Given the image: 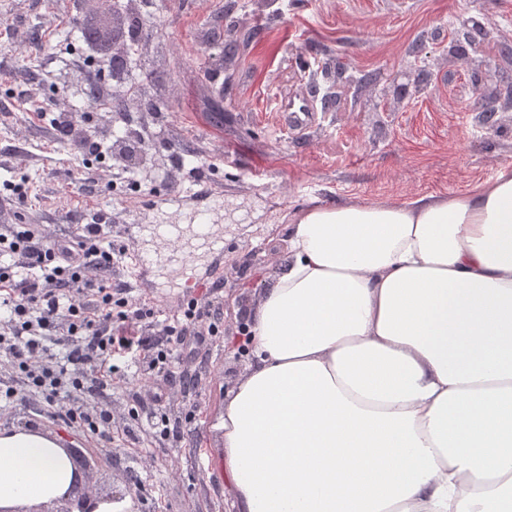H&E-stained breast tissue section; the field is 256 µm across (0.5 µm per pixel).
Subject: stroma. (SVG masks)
<instances>
[{
  "mask_svg": "<svg viewBox=\"0 0 512 512\" xmlns=\"http://www.w3.org/2000/svg\"><path fill=\"white\" fill-rule=\"evenodd\" d=\"M82 6L0 0V225L66 238L107 216L113 246L128 248L110 279L154 308L143 322L151 336L171 319L185 279L157 266L135 225L222 204L214 221L224 228V333L173 354V367L201 377L163 403L179 421L177 439L160 441L147 421L128 420L133 400L149 394L133 365L112 379L116 439L48 422L24 402L0 413V432L53 425L93 460L99 489L124 494L129 512H236L217 475L215 425L251 352L225 339L250 324L288 226L309 205L462 193L512 164V106L488 123L478 110L512 85V0H153L135 75L165 113L160 135L135 147L154 180L123 195L109 189L114 172L131 181L139 167L81 155L49 124L65 112L77 137L96 139L114 122L83 95L82 73L67 69L82 53L70 23ZM466 19L486 36L458 55L449 35ZM298 95L316 112L304 130L284 127L277 109Z\"/></svg>",
  "mask_w": 512,
  "mask_h": 512,
  "instance_id": "obj_1",
  "label": "stroma"
}]
</instances>
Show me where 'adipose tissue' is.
Segmentation results:
<instances>
[{"mask_svg":"<svg viewBox=\"0 0 512 512\" xmlns=\"http://www.w3.org/2000/svg\"><path fill=\"white\" fill-rule=\"evenodd\" d=\"M250 331L218 423L238 512H512V164L308 206ZM71 475L60 446L0 438V505Z\"/></svg>","mask_w":512,"mask_h":512,"instance_id":"ef3b65f1","label":"adipose tissue"}]
</instances>
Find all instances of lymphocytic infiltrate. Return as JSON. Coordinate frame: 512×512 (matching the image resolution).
Returning <instances> with one entry per match:
<instances>
[{
  "label": "lymphocytic infiltrate",
  "mask_w": 512,
  "mask_h": 512,
  "mask_svg": "<svg viewBox=\"0 0 512 512\" xmlns=\"http://www.w3.org/2000/svg\"><path fill=\"white\" fill-rule=\"evenodd\" d=\"M81 34L89 56L108 57L126 88H133L130 63L108 55L114 42H128L127 20L81 17ZM104 224H83L71 237L57 240L33 224L0 226V354L15 381L0 383V404L38 399L50 418L79 427L95 439L112 435L107 389L117 360L144 359L153 383L150 401H135L132 420L147 419L156 436L167 440L177 431L161 407L173 378L198 385V374L176 372L174 351L198 349L220 336L223 305L214 289L180 300L178 316L156 335L142 333L150 308L128 287L114 285L107 274L117 255ZM67 410H60L61 402Z\"/></svg>",
  "instance_id": "1"
}]
</instances>
